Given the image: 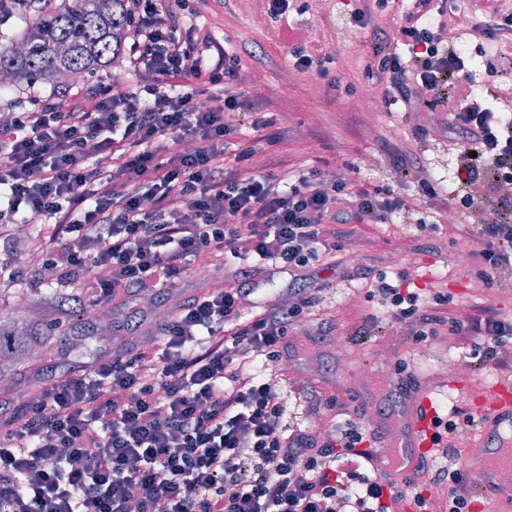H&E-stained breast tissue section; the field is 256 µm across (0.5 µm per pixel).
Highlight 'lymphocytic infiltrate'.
<instances>
[{
    "instance_id": "1",
    "label": "lymphocytic infiltrate",
    "mask_w": 512,
    "mask_h": 512,
    "mask_svg": "<svg viewBox=\"0 0 512 512\" xmlns=\"http://www.w3.org/2000/svg\"><path fill=\"white\" fill-rule=\"evenodd\" d=\"M137 80L114 90L110 76L83 92H54L0 115V223L41 228L42 280H79L80 293L46 301L44 326L116 300L135 309L110 320L120 345L90 369L47 377L14 409L0 411V512H395L410 479L384 483L368 467L378 436L361 422L331 429L310 418L330 400L314 387L305 421L267 371L283 359L289 329L321 336L310 316L321 288L308 282L246 307L272 270L301 276L334 258L360 224H389L408 199L351 191L348 178L314 170L296 180L278 160L256 165L229 136L260 125V104L238 88L240 59L194 19L208 0H122ZM395 29L379 25L389 0H353L343 17L366 31V79L382 86L384 111L444 106L443 133L460 149L449 204L437 187L416 127L386 145L395 177L439 210L490 203L474 257L512 265V119L488 104L512 82V57L488 63L475 83L461 48L445 44L448 0H410ZM411 45L403 60L399 45ZM210 101L209 109L197 106ZM233 123H226L225 115ZM223 271L225 288L153 313L199 260ZM390 318L421 338L461 348L489 337L484 360L512 371V319L489 310L461 315L448 296L422 300L375 275ZM448 490L417 492L424 512H472L463 461L445 470Z\"/></svg>"
}]
</instances>
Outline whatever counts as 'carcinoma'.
<instances>
[{"mask_svg":"<svg viewBox=\"0 0 512 512\" xmlns=\"http://www.w3.org/2000/svg\"><path fill=\"white\" fill-rule=\"evenodd\" d=\"M128 19L121 0H71L25 23L15 45L0 46V75L26 85L65 89L105 71L123 49ZM46 338L25 317L0 321V373L27 362Z\"/></svg>","mask_w":512,"mask_h":512,"instance_id":"obj_1","label":"carcinoma"}]
</instances>
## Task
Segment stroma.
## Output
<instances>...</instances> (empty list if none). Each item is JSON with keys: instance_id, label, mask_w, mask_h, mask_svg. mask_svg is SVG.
<instances>
[{"instance_id": "1", "label": "stroma", "mask_w": 512, "mask_h": 512, "mask_svg": "<svg viewBox=\"0 0 512 512\" xmlns=\"http://www.w3.org/2000/svg\"><path fill=\"white\" fill-rule=\"evenodd\" d=\"M339 0H290L287 13L275 18L265 9L244 11L239 0H209L199 18L226 50L241 58L238 80L250 95L266 103V111L274 117L270 126L246 129L231 136L236 150L257 146L263 155L277 158L285 170L306 173L312 170L333 172L343 163L355 166L351 177L355 188L384 185L401 191L384 150V143L406 136L416 122L425 124L447 120V113L414 112L410 117L387 112H355L348 108L350 88L365 87L363 71L369 59L364 51L351 49V40H363L361 31L352 30L338 18ZM298 42L331 51L335 61L332 72L343 88L333 92L315 73H297L291 67V47ZM290 83V96H282V83ZM406 224H372L359 228V236L368 241L370 254L382 257L381 268L388 276L408 273L414 286L432 284L441 287L465 315H480L487 307L512 313V280L495 279L484 286L472 264L461 265L456 257L470 253L473 238L463 236L459 228L437 225L418 241H411ZM408 253L407 264L395 263L400 253ZM33 244L17 251H0V312L19 314L28 301L38 299L40 291L32 281H14L7 272L16 267H35ZM314 280L323 282L321 302L315 316L324 320L329 332L307 338L301 330L291 331L288 341L294 351L288 360V376L296 390L316 384L326 395L335 396L349 419L368 421L381 429L382 447L388 460H396L401 452L402 411L384 412L388 397L394 396V382L411 378L425 388L442 408L446 419L456 421L454 444L468 450L476 435L475 426L465 424L463 411L469 410L477 396V387H489L499 376L492 366L476 369V357L468 350L449 348L447 341L436 344L427 361H420L416 350L420 344L412 328L386 322L384 307L370 296L362 278H332L316 268ZM74 318L53 326V339L40 361L30 364L15 378V388L0 384V402L16 405L18 389L30 390L46 376L49 369L64 373L79 369L91 360L90 354H58L59 335L71 332ZM468 367L458 391H449L447 379L436 384L427 381L431 369L448 359Z\"/></svg>"}]
</instances>
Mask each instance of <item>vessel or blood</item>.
I'll list each match as a JSON object with an SVG mask.
<instances>
[{
	"label": "vessel or blood",
	"mask_w": 512,
	"mask_h": 512,
	"mask_svg": "<svg viewBox=\"0 0 512 512\" xmlns=\"http://www.w3.org/2000/svg\"><path fill=\"white\" fill-rule=\"evenodd\" d=\"M480 429L470 449L476 464L475 494L488 502L493 512H512V489H505L498 477L512 469V380L496 381L486 395L472 405ZM438 408L422 389L408 387L404 417V451L396 464L387 465L394 481L413 475L420 459L429 457L434 446L433 421Z\"/></svg>",
	"instance_id": "1"
}]
</instances>
